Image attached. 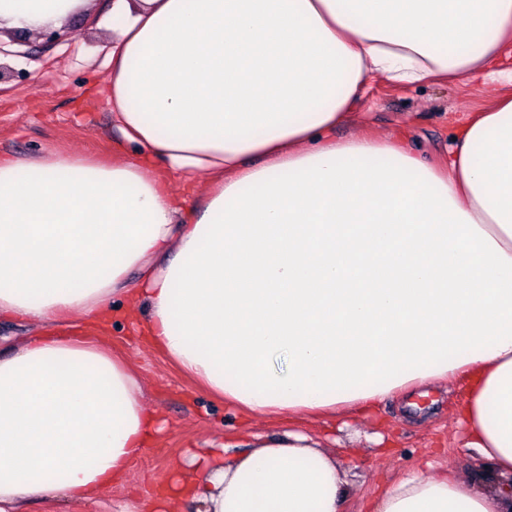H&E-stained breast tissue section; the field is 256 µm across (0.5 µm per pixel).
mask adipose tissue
Instances as JSON below:
<instances>
[{
  "label": "adipose tissue",
  "mask_w": 512,
  "mask_h": 512,
  "mask_svg": "<svg viewBox=\"0 0 512 512\" xmlns=\"http://www.w3.org/2000/svg\"><path fill=\"white\" fill-rule=\"evenodd\" d=\"M95 6L0 0V30ZM511 42L512 0H112L108 102L134 151L0 158V316L99 319L141 272L154 347L249 416L366 414L470 376L456 416L489 474L411 471L368 512H512V95L456 121L444 173L331 136L368 80H473ZM172 172L204 180L191 210ZM155 423L96 340L0 353V512L122 483ZM249 446L190 452L152 512H344L317 440Z\"/></svg>",
  "instance_id": "1"
}]
</instances>
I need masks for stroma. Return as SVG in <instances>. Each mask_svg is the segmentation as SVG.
<instances>
[{"mask_svg":"<svg viewBox=\"0 0 512 512\" xmlns=\"http://www.w3.org/2000/svg\"><path fill=\"white\" fill-rule=\"evenodd\" d=\"M112 0L77 14L58 40L30 37L0 40V63L14 72L0 82V155L16 158L72 153L108 159L121 152L104 86L109 73L112 32L105 26ZM494 75L471 85L395 86L370 82L353 104V116L337 137L371 135L392 144L412 145L417 157L440 164L450 138V119L479 112L512 93V46ZM127 300L114 298L112 320L95 327L70 317L51 323L60 336H88L109 347L141 375L149 407L166 420L132 467L124 485L104 488L97 497L69 505L68 512H119L120 506L147 501L166 489L188 449L211 441L236 443L243 430L270 434L296 427L313 434L335 431L337 458L349 471L346 512H365L368 501L406 472L433 462L459 472L471 468L462 431L452 412L469 395L470 382L457 377L448 389L428 396L379 403L362 429L336 430L334 423L295 416L246 418L225 407L157 351L146 336L133 333Z\"/></svg>","mask_w":512,"mask_h":512,"instance_id":"35a3bbf8","label":"stroma"}]
</instances>
